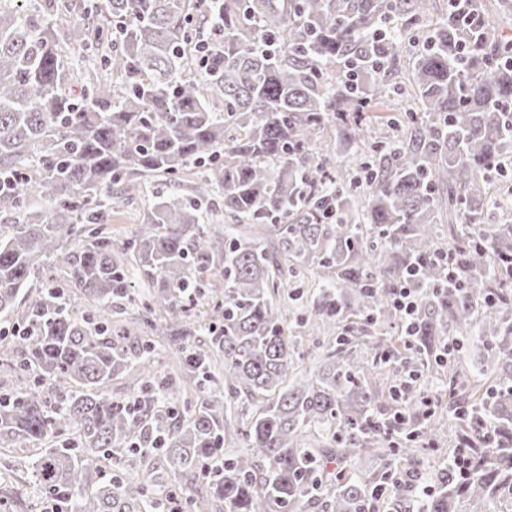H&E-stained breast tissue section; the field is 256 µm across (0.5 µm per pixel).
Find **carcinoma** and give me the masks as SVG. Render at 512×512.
<instances>
[{"label": "carcinoma", "mask_w": 512, "mask_h": 512, "mask_svg": "<svg viewBox=\"0 0 512 512\" xmlns=\"http://www.w3.org/2000/svg\"><path fill=\"white\" fill-rule=\"evenodd\" d=\"M54 2L0 9V213L23 215L0 224V320L15 328L0 386L23 382L0 389V450L33 444L38 494L55 512H159L158 454L206 484L187 512H501L512 185L494 176L512 170V34L490 17L512 21V0L437 15L434 0H106L114 34L75 16L62 43ZM92 47L112 87L75 93L69 67ZM190 168L191 198L156 197L114 239L113 199ZM219 208L233 230L211 221ZM411 272L422 292L400 350L382 328L404 327L392 296ZM125 304L143 335L112 329ZM157 338L177 343L178 372ZM407 369L448 391L447 423L383 397ZM418 438L448 443V463L424 465ZM122 455L141 473L91 481ZM0 512H28L2 482Z\"/></svg>", "instance_id": "cac0c4a2"}]
</instances>
